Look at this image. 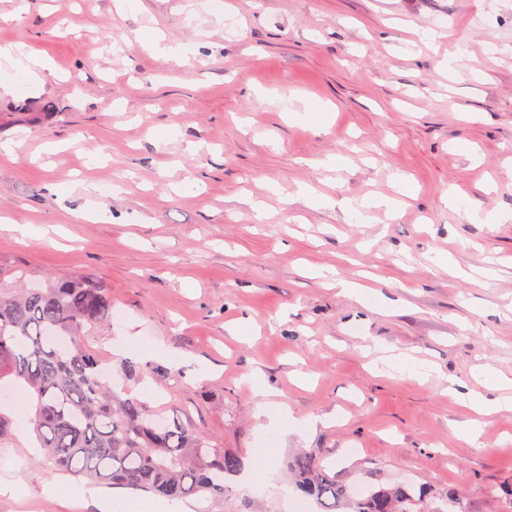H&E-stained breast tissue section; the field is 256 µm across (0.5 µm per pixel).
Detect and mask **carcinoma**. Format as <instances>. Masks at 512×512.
<instances>
[{"label": "carcinoma", "instance_id": "obj_1", "mask_svg": "<svg viewBox=\"0 0 512 512\" xmlns=\"http://www.w3.org/2000/svg\"><path fill=\"white\" fill-rule=\"evenodd\" d=\"M0 259V390L25 394V415L46 461L132 493L173 500L222 496L242 459L191 425L169 422L146 403L123 397L101 374L102 358L86 337L112 318L109 286L92 274L29 278ZM125 376L141 381L150 367L131 358ZM15 410L0 405V446ZM301 495L319 512H430L412 485L354 493L302 452L287 465Z\"/></svg>", "mask_w": 512, "mask_h": 512}]
</instances>
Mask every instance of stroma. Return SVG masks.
<instances>
[{
  "instance_id": "35a3bbf8",
  "label": "stroma",
  "mask_w": 512,
  "mask_h": 512,
  "mask_svg": "<svg viewBox=\"0 0 512 512\" xmlns=\"http://www.w3.org/2000/svg\"><path fill=\"white\" fill-rule=\"evenodd\" d=\"M153 32L188 61L147 55ZM5 142L0 218L49 232L0 228V257L103 278L114 317L88 345L113 381L242 458L193 512H290L286 462L312 449L350 486L512 512V409L479 418L458 398L512 378V0H0ZM396 173L412 191L393 217L371 202L396 197ZM121 336L167 349L159 376L125 381ZM262 400L301 433L261 427ZM70 479L13 423L0 512H95ZM255 417L257 419H268V426L270 428L277 427L282 424V422H291L294 428L303 427V423L300 420H297L290 416L288 413V406L285 404H281V406L274 412H270L267 410L265 403H259L257 406Z\"/></svg>"
}]
</instances>
